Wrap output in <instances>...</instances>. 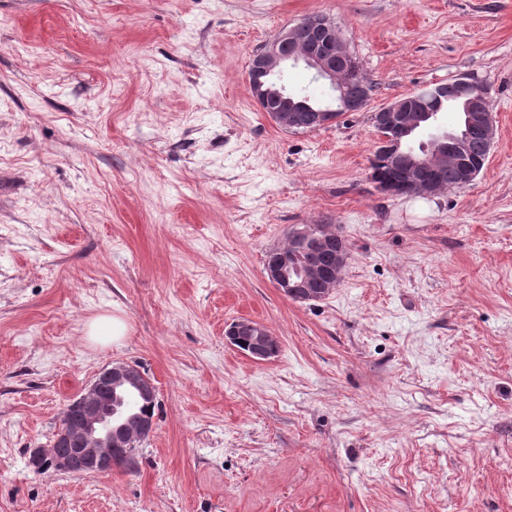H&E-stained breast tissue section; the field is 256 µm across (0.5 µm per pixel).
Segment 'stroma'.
Instances as JSON below:
<instances>
[{
	"label": "stroma",
	"mask_w": 512,
	"mask_h": 512,
	"mask_svg": "<svg viewBox=\"0 0 512 512\" xmlns=\"http://www.w3.org/2000/svg\"><path fill=\"white\" fill-rule=\"evenodd\" d=\"M313 13L374 90L286 131L248 64ZM459 77L490 90L480 174L378 191L372 113ZM305 224L350 259L298 302L264 264ZM112 362L157 388L137 468L36 473ZM0 512H512V0H0ZM125 331L126 324L124 320L114 315H112V318H98L89 326V336L92 338L111 336L112 342L120 341L124 337ZM224 335L232 346L257 363L271 360L279 351L278 338L264 323L251 318L234 320L225 329Z\"/></svg>",
	"instance_id": "1"
}]
</instances>
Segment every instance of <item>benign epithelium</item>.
Instances as JSON below:
<instances>
[{"label":"benign epithelium","mask_w":512,"mask_h":512,"mask_svg":"<svg viewBox=\"0 0 512 512\" xmlns=\"http://www.w3.org/2000/svg\"><path fill=\"white\" fill-rule=\"evenodd\" d=\"M304 64L314 77L327 81L339 97L343 112L360 108L345 102L342 79L352 64L351 52L336 30V24L322 14H311L276 35L255 53L250 61L248 81L253 99L261 111L287 131L317 129L335 121L330 105L314 107L299 99L277 82L290 64ZM441 86L414 90L383 106L372 115L374 127L382 136L380 147L395 156L401 140L424 127H438V113L428 104L441 99ZM457 93L466 98L465 130L440 128L434 145L415 160V176L406 184L405 193L436 195L443 191L440 174L450 166L461 171L462 185L471 184L484 165L470 163L459 149L460 140L478 131L487 146L494 144L495 120L488 112L490 91L484 84L462 80ZM346 238L334 230L318 236L306 224L291 233L288 244L275 248L267 256L265 275L281 295L308 302L325 298L341 283L349 260ZM225 339L257 363L271 360L279 351V340L262 322L239 318L224 332ZM134 394L142 401L138 422L132 427L121 424L126 396ZM157 390L141 369L113 362L96 375L84 392L67 404L68 420L61 424L49 447L33 448L29 464L46 466L54 473L77 476L108 473L117 463L127 470L137 467L136 449L156 430Z\"/></svg>","instance_id":"1"}]
</instances>
